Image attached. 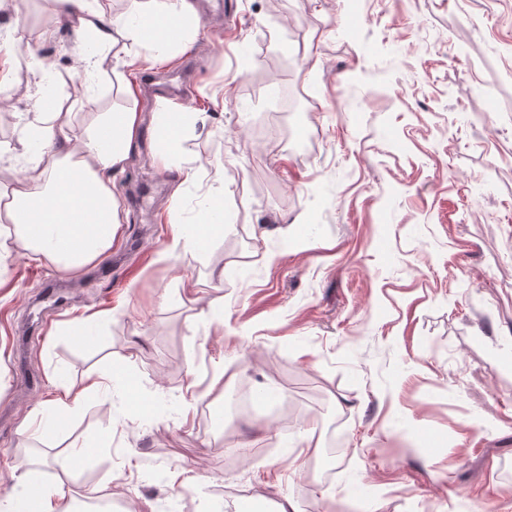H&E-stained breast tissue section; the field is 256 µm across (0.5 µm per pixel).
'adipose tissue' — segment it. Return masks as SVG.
<instances>
[{
  "label": "adipose tissue",
  "mask_w": 512,
  "mask_h": 512,
  "mask_svg": "<svg viewBox=\"0 0 512 512\" xmlns=\"http://www.w3.org/2000/svg\"><path fill=\"white\" fill-rule=\"evenodd\" d=\"M62 21L76 37L70 46L87 79L104 70L107 59L125 68L124 84L134 91L131 72L139 68L143 46L169 41L198 15L188 0H135L127 16L106 15L101 0H54ZM198 113L170 111L155 117L158 149L172 161L181 182L197 179L200 169L181 155V142L195 127ZM142 118L138 112L107 113L78 148H71L69 113L49 105L45 95L9 153L24 159L22 176L0 182V238L13 239L26 252L53 258L62 270L82 267L109 249L122 222L109 186L113 169L130 152ZM68 248H60V241Z\"/></svg>",
  "instance_id": "1"
}]
</instances>
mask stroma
Listing matches in <instances>:
<instances>
[{
  "label": "stroma",
  "mask_w": 512,
  "mask_h": 512,
  "mask_svg": "<svg viewBox=\"0 0 512 512\" xmlns=\"http://www.w3.org/2000/svg\"><path fill=\"white\" fill-rule=\"evenodd\" d=\"M193 3L132 96L74 75L52 0L0 7V47L20 21L44 33L72 146L101 113L143 118L109 250L75 272L0 260V498L27 480L66 512H512V0ZM176 106L204 118L196 183L156 152ZM217 190L223 233L176 245ZM115 363L141 401L88 390ZM67 388V427L30 436Z\"/></svg>",
  "instance_id": "stroma-1"
}]
</instances>
